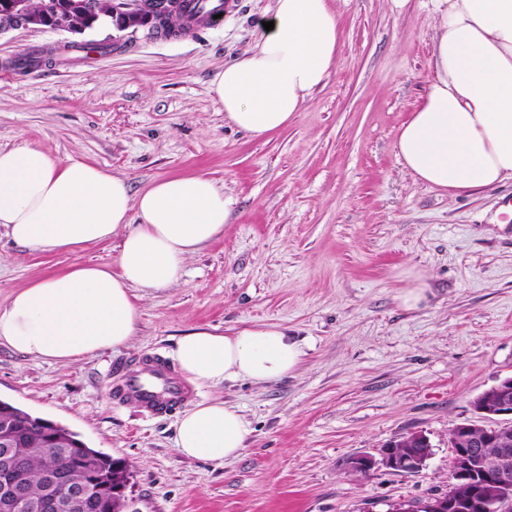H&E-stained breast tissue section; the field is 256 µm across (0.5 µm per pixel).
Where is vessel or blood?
<instances>
[{
    "instance_id": "vessel-or-blood-1",
    "label": "vessel or blood",
    "mask_w": 512,
    "mask_h": 512,
    "mask_svg": "<svg viewBox=\"0 0 512 512\" xmlns=\"http://www.w3.org/2000/svg\"><path fill=\"white\" fill-rule=\"evenodd\" d=\"M189 25H211L228 7L227 0H187ZM113 402L134 403L151 415H162L185 405L193 397L190 386L156 354L117 364L110 389Z\"/></svg>"
}]
</instances>
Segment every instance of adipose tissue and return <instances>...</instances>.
Returning a JSON list of instances; mask_svg holds the SVG:
<instances>
[{"label":"adipose tissue","mask_w":512,"mask_h":512,"mask_svg":"<svg viewBox=\"0 0 512 512\" xmlns=\"http://www.w3.org/2000/svg\"><path fill=\"white\" fill-rule=\"evenodd\" d=\"M430 2L431 78L400 128L397 156L416 180L447 192L512 179V0ZM270 19L273 29L211 87L225 120L255 138L287 126L338 51L330 0H275ZM230 221L229 200L202 174L159 179L135 193L124 178L26 143L0 150V224L15 244L74 254L126 232L115 265L76 262L16 291L0 307V346L63 363L127 346L138 331L135 290L171 287L187 257ZM303 355L276 325L229 335L195 330L173 351L200 388L272 383ZM248 435L236 409L204 400L180 417L175 443L183 456L221 463L239 455Z\"/></svg>","instance_id":"adipose-tissue-1"}]
</instances>
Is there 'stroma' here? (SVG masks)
I'll list each match as a JSON object with an SVG mask.
<instances>
[{
    "mask_svg": "<svg viewBox=\"0 0 512 512\" xmlns=\"http://www.w3.org/2000/svg\"><path fill=\"white\" fill-rule=\"evenodd\" d=\"M224 23L146 31L87 30L108 52L86 65L61 53L69 35L0 34V149L26 142L140 191L204 174L232 219L188 259L170 288L139 293V330L116 350L55 364L0 346V399L125 461L128 512H393L447 491L448 441L484 425L474 398L512 376V180L451 194L415 180L396 151L423 96L433 51L428 0H332L338 63L286 128L256 139L224 118L210 83L254 47L275 0H230ZM44 61L19 70L24 55ZM119 238L78 255L35 252L0 226V307L74 262L114 264ZM429 284L412 309L398 296ZM281 325L304 351L280 381L226 382L196 400L233 406L250 430L224 463L188 459L177 415L112 403L116 359L170 357L184 333ZM425 434L433 454L413 475L360 480L350 457Z\"/></svg>",
    "mask_w": 512,
    "mask_h": 512,
    "instance_id": "1",
    "label": "stroma"
}]
</instances>
